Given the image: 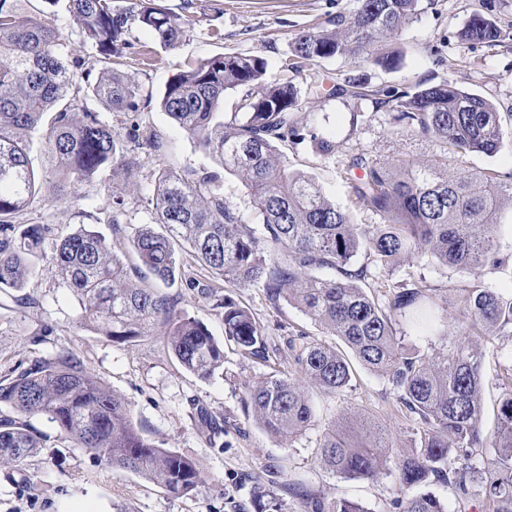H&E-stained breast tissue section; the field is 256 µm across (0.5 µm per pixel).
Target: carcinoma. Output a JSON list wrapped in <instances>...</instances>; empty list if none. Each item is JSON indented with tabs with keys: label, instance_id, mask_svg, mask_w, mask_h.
Here are the masks:
<instances>
[{
	"label": "carcinoma",
	"instance_id": "carcinoma-1",
	"mask_svg": "<svg viewBox=\"0 0 512 512\" xmlns=\"http://www.w3.org/2000/svg\"><path fill=\"white\" fill-rule=\"evenodd\" d=\"M30 0H0V290L24 288L33 259L50 246L61 284L77 300L78 329H92L117 345H128L163 328L168 349L201 380L224 364V343L181 296L155 286L175 279L180 253L190 249L200 269L184 274L194 300L220 309L224 336L245 357L270 359L265 328L251 312L224 293L228 283L262 289L275 308H299L326 336L338 338L342 352L305 333L291 336L274 356L289 370L275 369L247 387L245 407L270 436L293 442L310 426L314 407L309 387L341 396L351 387L353 364L388 382L393 403L413 424L415 445L396 453L383 428L367 425V438L354 442L343 432L326 431L315 449L333 475L349 480L395 479L401 512H448V502L428 487L443 484L459 498L479 492L492 512H512V364L503 368L493 453L483 455L482 357L473 338L512 335V296L481 281L484 267L504 263L495 228L512 210V176L461 170L448 174V160L467 154L493 156L505 131L496 106L450 80L394 93L385 103L397 112V131L438 142L439 158L421 164L402 157L378 162L352 152L345 170L352 200L380 223H352L349 208L324 194L315 179L288 168L280 147L305 146L322 159L336 143L301 118L303 101L291 74L297 61L310 65L337 55L356 58L380 38L418 18L419 0H358L340 29L299 31L294 61L268 75L267 61L255 55L215 56L171 81L159 105L203 151L226 171L239 174L257 222L248 223L224 200L221 176L178 172L158 166L150 172L148 222L131 239L144 268L131 277L123 259L100 233L80 227L49 241L46 224H17L40 190L41 175L29 155V139L48 125L46 144L58 160V176L70 194L90 184L102 169L120 172L140 186L130 153L161 151L157 134L139 122L119 132L89 106L99 101L113 112L141 111L139 86L124 67L134 54L131 32L148 30L160 45L179 43L187 20L155 0H70L82 44L100 65L95 80L86 60L64 52L68 37L46 15L33 16ZM463 40L496 44L506 34L475 13ZM328 76L313 73L309 97H358L360 81L325 89ZM236 94L232 110L224 97ZM107 223H129L125 200L112 197ZM364 253L386 273L403 258L427 255L454 269L462 281L463 307L457 331L439 314L432 287L420 278L388 289L366 291L367 267L353 268ZM416 333L437 336L444 348L428 356L406 342ZM16 416L0 418V465L34 485L28 459L43 434L26 418L42 416L73 447L113 471L137 474L176 496L195 494L207 484L193 456L164 448L133 422L130 404L101 382L72 349L39 359L15 375L0 377V405ZM198 431L210 443L224 433L206 409L198 411ZM313 512H365L349 499L316 501Z\"/></svg>",
	"mask_w": 512,
	"mask_h": 512
}]
</instances>
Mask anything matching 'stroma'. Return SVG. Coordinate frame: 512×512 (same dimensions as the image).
Returning a JSON list of instances; mask_svg holds the SVG:
<instances>
[{
	"instance_id": "1",
	"label": "stroma",
	"mask_w": 512,
	"mask_h": 512,
	"mask_svg": "<svg viewBox=\"0 0 512 512\" xmlns=\"http://www.w3.org/2000/svg\"><path fill=\"white\" fill-rule=\"evenodd\" d=\"M173 11H186L190 24L182 40L163 47L149 32L137 29L135 44L151 50L154 66L129 69L146 102L138 119L155 131L163 147L157 163L180 170L210 172L217 165L199 150L159 107L166 85L190 65L219 54L263 57L270 74H277L291 55L295 34L303 29H332L349 18L356 0H158ZM417 20L379 42L374 52L358 59L336 56L316 64V71L333 77L336 84L359 79L371 94L321 99L306 104L318 133L334 139L336 154L321 159L306 148L284 149L291 169L313 176L324 191L347 203L342 177L349 151L363 150L371 158L388 160L406 154L418 162L439 155L437 144L423 137H400L392 132L389 108L377 105L374 91L412 89L448 79L492 101L504 127L512 126V39L495 45L466 44L459 33L473 13H480L499 28L512 32V0H421ZM397 52V68L378 65L380 52ZM31 157L45 177L41 191L19 216L22 224H47L51 238L60 239L79 227L107 235L115 253L129 270L138 260L128 248L137 227L146 222V195L128 186L122 175L104 172L83 186L81 196L70 201L57 197L50 177L55 159L33 142ZM125 200L131 223L112 229L106 208L112 196ZM425 278L435 300L449 318L459 315L460 278L452 269L428 257L401 260L393 278ZM229 292L264 326L270 346H281L288 336L303 332L320 336L314 322L294 307L273 308L261 289L230 287ZM22 296L34 299L31 308L16 305L12 295L0 291V376L28 366L62 348L80 353L87 366L132 407L135 422L163 447L194 456L209 477L208 485L188 496H174L138 475L113 472L93 461L61 436L45 418L30 423L45 439L30 459L36 489H28L11 469L0 468V512H70L74 502L88 501L93 512H256L253 491L273 486L281 512H312L311 502L345 497L360 502L366 512H397L398 491L391 478L375 481L346 480L332 476L317 463L313 450L328 426L340 422L342 410L373 417L384 426L396 447L411 448L410 423L393 406L391 387L367 369H358L353 387L334 398L313 392L312 426L292 445L271 439L263 428L245 416L246 385L270 373L269 364L243 357L233 343L224 345V365L207 381L186 371L168 353L160 332L142 337L134 345H116L90 331L76 330L78 303L59 285L48 262H35ZM482 353V401L486 422H493L502 396L500 376L512 362V336H496L476 343ZM224 425L225 447L209 444L197 430V407Z\"/></svg>"
}]
</instances>
